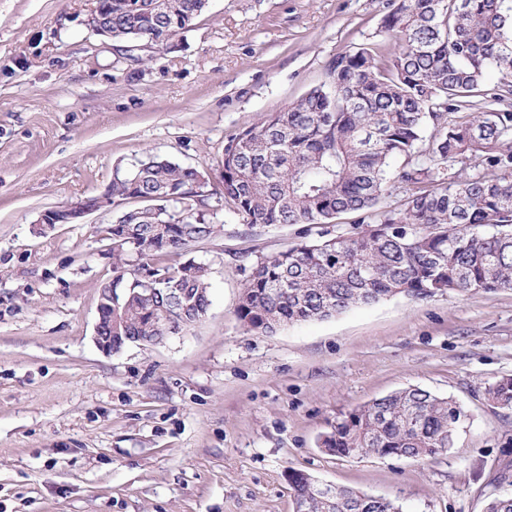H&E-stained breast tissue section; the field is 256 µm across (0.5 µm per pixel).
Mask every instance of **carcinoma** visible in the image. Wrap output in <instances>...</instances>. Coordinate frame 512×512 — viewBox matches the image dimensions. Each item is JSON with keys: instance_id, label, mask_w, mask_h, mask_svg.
I'll list each match as a JSON object with an SVG mask.
<instances>
[{"instance_id": "cac0c4a2", "label": "carcinoma", "mask_w": 512, "mask_h": 512, "mask_svg": "<svg viewBox=\"0 0 512 512\" xmlns=\"http://www.w3.org/2000/svg\"><path fill=\"white\" fill-rule=\"evenodd\" d=\"M109 2L112 37L159 48L204 11L200 0ZM384 28L396 44L336 54L328 86L224 145V206L241 223L322 225L356 215L351 234L325 231L250 264L236 308L250 331L272 335L398 294L512 288V0H393ZM200 180L196 169L159 156L116 169L112 200L146 197L148 205L112 223V284L137 288L133 275L146 269L157 288L178 283L203 304L211 299L208 265L163 264L221 230L200 209ZM396 185L401 203L387 208L382 199ZM158 318L138 297H124L112 308V344L150 343ZM486 393L512 409V376ZM454 417H464L455 401L408 387L340 414L324 445L339 457L428 463L452 448ZM292 487L302 512L399 508L302 477Z\"/></svg>"}]
</instances>
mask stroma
<instances>
[{
    "label": "stroma",
    "mask_w": 512,
    "mask_h": 512,
    "mask_svg": "<svg viewBox=\"0 0 512 512\" xmlns=\"http://www.w3.org/2000/svg\"><path fill=\"white\" fill-rule=\"evenodd\" d=\"M95 0H0V512H295L289 470L396 500L485 512L512 495V289L399 294L266 336L236 308L244 268L320 226H250L224 207V145L326 80L336 53L383 39L390 0H208L169 49L92 31ZM160 155L197 169L221 225L191 244L211 306L163 343L103 354L109 207L37 227L102 195L116 168ZM407 387L453 399L447 455L343 458L337 415ZM488 399L500 408L512 409V376L496 379L486 390Z\"/></svg>",
    "instance_id": "stroma-1"
}]
</instances>
